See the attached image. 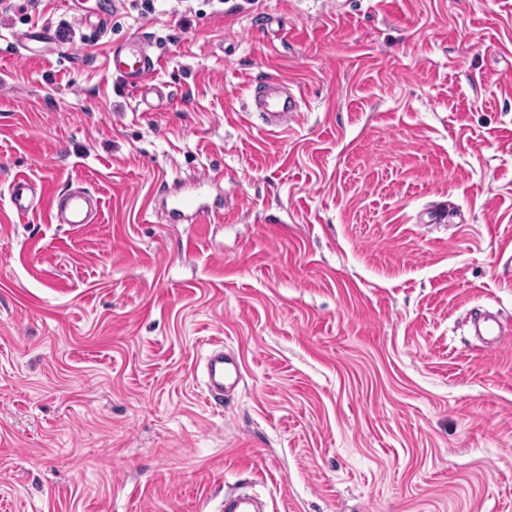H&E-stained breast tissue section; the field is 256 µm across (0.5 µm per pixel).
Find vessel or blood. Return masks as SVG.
Listing matches in <instances>:
<instances>
[{
  "instance_id": "vessel-or-blood-1",
  "label": "vessel or blood",
  "mask_w": 512,
  "mask_h": 512,
  "mask_svg": "<svg viewBox=\"0 0 512 512\" xmlns=\"http://www.w3.org/2000/svg\"><path fill=\"white\" fill-rule=\"evenodd\" d=\"M14 41L21 47L34 43L48 46L57 42L50 29L31 26L15 32ZM106 66L117 74L124 86L134 92L140 101H147L150 94L157 92L156 71L158 61L151 51L150 40L143 35L128 42L113 46L106 55ZM251 109L258 112L267 131L287 129L299 116L300 104L296 96L282 94L273 85L256 87L251 95ZM12 210L20 216L28 214L36 206V194L28 179L14 177L9 189ZM58 223L79 228L93 223L98 208V200L84 188H72L55 193L49 200ZM171 221L180 223L201 219L209 209L196 195H169L165 200ZM472 327L479 340L500 344L504 341V331L493 313L485 312L472 320ZM205 386L209 398L223 402L225 396L239 386L241 366L233 354L227 353L223 345H216L205 360ZM261 502L257 495L231 490L224 495V512H258Z\"/></svg>"
}]
</instances>
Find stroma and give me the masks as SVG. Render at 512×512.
Masks as SVG:
<instances>
[{
	"instance_id": "stroma-1",
	"label": "stroma",
	"mask_w": 512,
	"mask_h": 512,
	"mask_svg": "<svg viewBox=\"0 0 512 512\" xmlns=\"http://www.w3.org/2000/svg\"><path fill=\"white\" fill-rule=\"evenodd\" d=\"M142 3L0 5V512H219L243 483L269 512H512V342L469 330L512 324V0ZM30 24L61 54L16 48ZM142 32L156 112L105 67ZM267 79L287 132L247 112ZM18 174L98 223L14 216ZM214 341L244 367L220 405ZM49 204L56 212L58 224H71L75 228L92 224L99 208L97 198L83 187L57 192L49 199ZM201 196L196 195H179L171 194L165 199V205L168 210L169 218L175 223L183 221H192L196 223L208 214V206L200 202ZM472 327L479 340L502 344L506 333L503 331L498 319L493 313L484 312L472 318Z\"/></svg>"
}]
</instances>
